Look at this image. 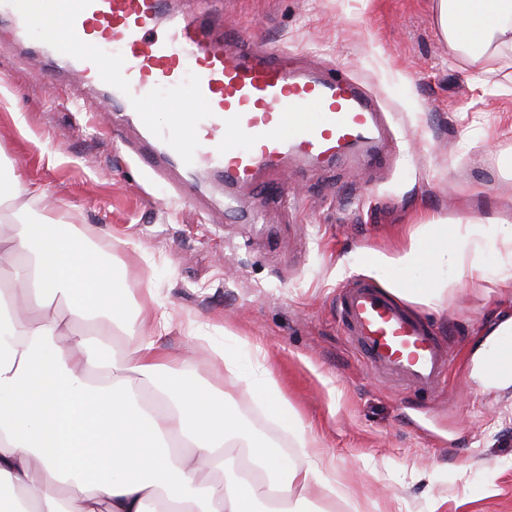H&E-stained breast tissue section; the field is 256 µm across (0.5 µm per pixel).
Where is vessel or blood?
I'll list each match as a JSON object with an SVG mask.
<instances>
[{
    "instance_id": "vessel-or-blood-1",
    "label": "vessel or blood",
    "mask_w": 512,
    "mask_h": 512,
    "mask_svg": "<svg viewBox=\"0 0 512 512\" xmlns=\"http://www.w3.org/2000/svg\"><path fill=\"white\" fill-rule=\"evenodd\" d=\"M30 26L54 18L49 42L76 72L101 82L142 130L131 152L139 168L193 197L187 173L207 168L224 183V209L236 194L259 197V175L294 159L329 166L382 156L385 116L346 70H304L295 53L254 36L217 33L212 16L174 14L168 0H0V14ZM80 54H72L71 43ZM348 339L371 369L415 392L448 376V350L425 322L372 284L354 279L338 296Z\"/></svg>"
}]
</instances>
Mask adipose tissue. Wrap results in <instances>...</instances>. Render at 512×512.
Returning a JSON list of instances; mask_svg holds the SVG:
<instances>
[{
  "label": "adipose tissue",
  "mask_w": 512,
  "mask_h": 512,
  "mask_svg": "<svg viewBox=\"0 0 512 512\" xmlns=\"http://www.w3.org/2000/svg\"><path fill=\"white\" fill-rule=\"evenodd\" d=\"M433 12L455 56L512 67V0H433ZM489 249L511 288L512 223L492 218L420 212L401 248L366 249L359 259L396 297L436 309L457 289L482 287ZM3 271L13 285L0 289V512H150L160 500L168 512H301L325 488L317 455L286 461L223 399L179 374L162 346L171 313L148 308L149 334L122 359L85 348L75 320L103 332L135 326L114 287L111 251L69 224L22 222L0 232ZM495 356L512 361V316L493 325L473 356L478 379L512 386L511 372L491 373ZM248 389L277 421L295 424L269 368ZM35 474L42 489L30 485Z\"/></svg>",
  "instance_id": "ef3b65f1"
}]
</instances>
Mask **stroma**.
Segmentation results:
<instances>
[{"mask_svg":"<svg viewBox=\"0 0 512 512\" xmlns=\"http://www.w3.org/2000/svg\"><path fill=\"white\" fill-rule=\"evenodd\" d=\"M220 25L337 64L377 98L396 142L380 169L352 162L289 164L264 173L289 196L249 221L224 212L206 170L196 201L134 166L136 121L100 86L57 67L35 32L0 17V172L42 186L27 211L109 244L126 313L172 312L163 340L181 374L229 394L256 438L299 461L317 449L336 481L315 512H512V387L472 376L486 325L512 314V288L454 292L431 309L406 303L451 356L447 380L413 393L367 367L339 326L337 294L364 248L393 251L416 213L512 222V80L488 61L455 57L437 34L432 0H212ZM235 353L236 368L204 362L198 336ZM262 345L300 425L286 428L244 382Z\"/></svg>","mask_w":512,"mask_h":512,"instance_id":"obj_1","label":"stroma"}]
</instances>
